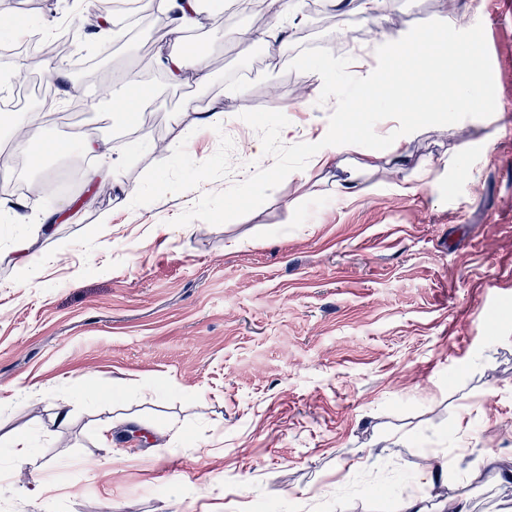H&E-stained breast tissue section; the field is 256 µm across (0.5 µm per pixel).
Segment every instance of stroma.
<instances>
[{
	"label": "stroma",
	"mask_w": 512,
	"mask_h": 512,
	"mask_svg": "<svg viewBox=\"0 0 512 512\" xmlns=\"http://www.w3.org/2000/svg\"><path fill=\"white\" fill-rule=\"evenodd\" d=\"M233 2L183 36L208 81L175 84L154 64L158 20L113 26L104 53L77 0H0L30 32L83 29L73 51L92 64L56 84L48 126L73 145L76 117L114 146L94 191H50L71 168L56 160L28 172L38 196L0 197V512H512V112L424 128L402 164L316 163L336 102L289 65L335 50L331 23L296 0L272 56L239 39L264 24ZM444 15L483 23L512 100L503 0L380 12L386 31ZM131 72L155 98L105 125ZM204 107L222 115L208 130ZM242 141L264 159L236 160ZM352 174L370 191L348 201ZM20 236L36 276L14 264Z\"/></svg>",
	"instance_id": "1"
}]
</instances>
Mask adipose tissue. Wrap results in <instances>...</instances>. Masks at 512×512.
Listing matches in <instances>:
<instances>
[{
  "mask_svg": "<svg viewBox=\"0 0 512 512\" xmlns=\"http://www.w3.org/2000/svg\"><path fill=\"white\" fill-rule=\"evenodd\" d=\"M155 8L164 20L172 40L159 59L169 78L183 81L189 78L204 80L206 63L190 50L182 48L178 35L199 21V0H155ZM457 39L454 21L447 17L434 19L421 31L402 30L398 33H378L373 39L381 61L380 74H367L361 84V98L369 103L376 99L378 78L387 79L401 91H409L431 76L429 61L444 54L448 45Z\"/></svg>",
  "mask_w": 512,
  "mask_h": 512,
  "instance_id": "adipose-tissue-1",
  "label": "adipose tissue"
}]
</instances>
